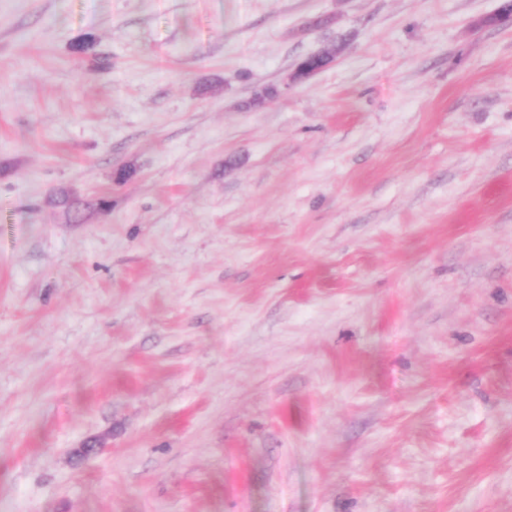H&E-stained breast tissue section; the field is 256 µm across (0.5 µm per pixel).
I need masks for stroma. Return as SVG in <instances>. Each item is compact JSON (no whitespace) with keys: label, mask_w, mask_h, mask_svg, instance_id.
Wrapping results in <instances>:
<instances>
[{"label":"stroma","mask_w":512,"mask_h":512,"mask_svg":"<svg viewBox=\"0 0 512 512\" xmlns=\"http://www.w3.org/2000/svg\"><path fill=\"white\" fill-rule=\"evenodd\" d=\"M505 2L0 0V512H512Z\"/></svg>","instance_id":"stroma-1"}]
</instances>
